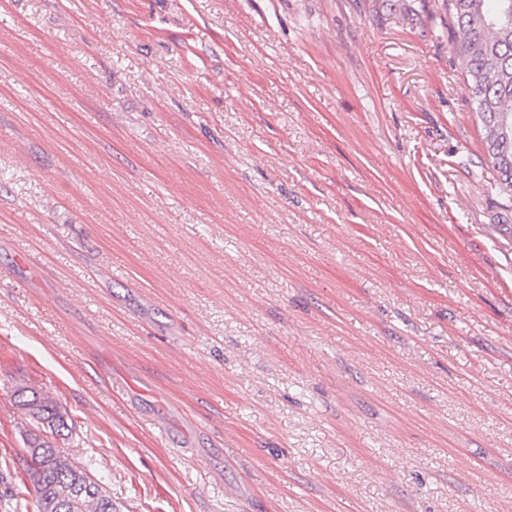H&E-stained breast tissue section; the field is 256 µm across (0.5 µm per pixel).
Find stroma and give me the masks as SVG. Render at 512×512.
<instances>
[{
	"label": "stroma",
	"instance_id": "stroma-1",
	"mask_svg": "<svg viewBox=\"0 0 512 512\" xmlns=\"http://www.w3.org/2000/svg\"><path fill=\"white\" fill-rule=\"evenodd\" d=\"M443 18L0 0L1 475L30 384L120 512H512V194Z\"/></svg>",
	"mask_w": 512,
	"mask_h": 512
}]
</instances>
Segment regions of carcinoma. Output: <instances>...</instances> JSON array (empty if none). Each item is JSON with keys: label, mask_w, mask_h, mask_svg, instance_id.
I'll return each mask as SVG.
<instances>
[{"label": "carcinoma", "mask_w": 512, "mask_h": 512, "mask_svg": "<svg viewBox=\"0 0 512 512\" xmlns=\"http://www.w3.org/2000/svg\"><path fill=\"white\" fill-rule=\"evenodd\" d=\"M448 45L465 65L463 84L483 128L481 139L500 184L512 191V0H443ZM17 406L57 436L68 414L34 387L14 392ZM24 472L33 487L32 512H116L90 465L62 455L39 433L26 434ZM20 492L0 493V509L18 512Z\"/></svg>", "instance_id": "carcinoma-1"}]
</instances>
